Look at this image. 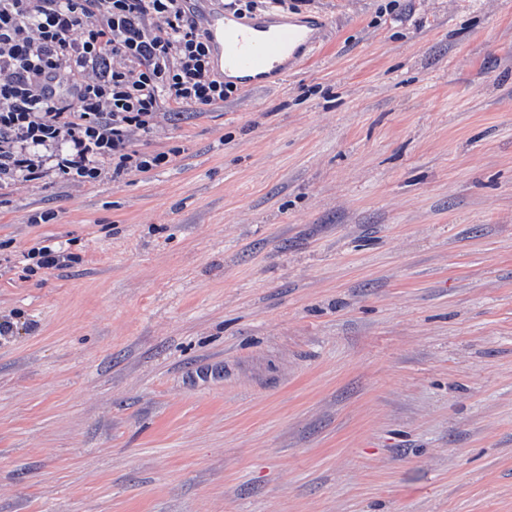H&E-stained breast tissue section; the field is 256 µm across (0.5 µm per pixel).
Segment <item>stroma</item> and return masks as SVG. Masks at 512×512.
<instances>
[{
    "mask_svg": "<svg viewBox=\"0 0 512 512\" xmlns=\"http://www.w3.org/2000/svg\"><path fill=\"white\" fill-rule=\"evenodd\" d=\"M300 14L166 167L0 197V512H512V0ZM49 239L37 243L22 255L25 262L22 271L23 278L36 275L41 270L46 273L48 270L67 267L79 261L80 257L68 249H64L57 242H49Z\"/></svg>",
    "mask_w": 512,
    "mask_h": 512,
    "instance_id": "35a3bbf8",
    "label": "stroma"
}]
</instances>
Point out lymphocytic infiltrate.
Segmentation results:
<instances>
[{"label": "lymphocytic infiltrate", "mask_w": 512, "mask_h": 512, "mask_svg": "<svg viewBox=\"0 0 512 512\" xmlns=\"http://www.w3.org/2000/svg\"><path fill=\"white\" fill-rule=\"evenodd\" d=\"M187 0H0V190L53 179L77 188L169 165L141 151L162 112L234 96ZM25 276L78 262L56 242Z\"/></svg>", "instance_id": "obj_1"}]
</instances>
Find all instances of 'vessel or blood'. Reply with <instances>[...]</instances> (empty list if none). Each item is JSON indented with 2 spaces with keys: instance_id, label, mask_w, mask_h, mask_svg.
Listing matches in <instances>:
<instances>
[{
  "instance_id": "b4317fda",
  "label": "vessel or blood",
  "mask_w": 512,
  "mask_h": 512,
  "mask_svg": "<svg viewBox=\"0 0 512 512\" xmlns=\"http://www.w3.org/2000/svg\"><path fill=\"white\" fill-rule=\"evenodd\" d=\"M206 30L217 70L244 89L305 62L319 44L311 26L264 13L240 18L217 11L208 15Z\"/></svg>"
}]
</instances>
